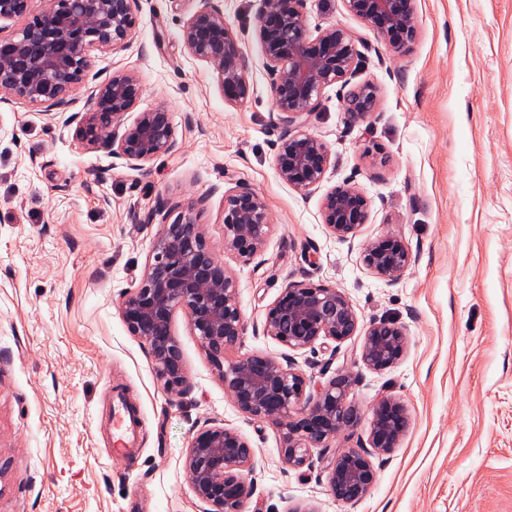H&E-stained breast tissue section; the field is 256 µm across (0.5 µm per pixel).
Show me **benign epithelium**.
<instances>
[{
	"label": "benign epithelium",
	"mask_w": 512,
	"mask_h": 512,
	"mask_svg": "<svg viewBox=\"0 0 512 512\" xmlns=\"http://www.w3.org/2000/svg\"><path fill=\"white\" fill-rule=\"evenodd\" d=\"M32 0H0V19L26 17L14 34L0 36V98H22L53 112L65 108L73 90L85 80L89 52L114 51L134 38L136 0H45L31 14ZM183 23L185 53L206 63L216 74L224 103L235 107L252 91L249 71L235 30L224 21L214 0ZM306 0H262L256 30L272 77V95L285 131L280 138L275 171L284 183L303 191L319 185L332 164L327 144L302 129L322 91L333 84L347 87L345 114L366 121L378 107L377 91L365 83L349 86L357 55L355 34L332 25L312 34ZM345 9L399 50L417 33L415 0H343ZM142 95L139 76L129 70L92 88L86 112L64 118L88 148L104 147L132 169H141L176 148L171 114L159 106L139 112L123 126ZM322 223L345 239L369 220V205L360 189L346 182L321 200ZM161 216L152 253L139 284L122 296L119 308L131 335L151 353L157 381L171 397L182 398L187 376L172 328L177 312L201 342L208 359L240 411L271 425L281 438L282 456L292 468L310 463L313 450L329 449L339 433L363 419L351 395L357 376L340 371L322 385L290 359L279 360L239 349L247 324L231 268L214 257L193 209L168 221L165 206L147 218ZM270 219L264 199L244 182L224 193V253L243 264L261 257L267 246ZM363 262L387 281L400 279L412 263L410 250L395 236L368 242ZM359 330L349 297L340 289L310 281L289 284L269 306L263 335L291 351H305L320 340L341 344ZM360 359L374 370L396 364L407 348L405 329L388 319L364 328ZM367 444L338 449L327 466V479L337 500L364 498L377 479L372 458L398 447L408 425L404 404L392 394L379 396L370 409ZM185 469L198 499L209 512H245L254 494L251 479L255 453L238 431L224 425L205 426L185 451Z\"/></svg>",
	"instance_id": "benign-epithelium-1"
}]
</instances>
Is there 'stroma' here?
<instances>
[{"mask_svg": "<svg viewBox=\"0 0 512 512\" xmlns=\"http://www.w3.org/2000/svg\"><path fill=\"white\" fill-rule=\"evenodd\" d=\"M202 0H137L139 26L116 52L91 51L87 81L67 113L88 109V86L136 72V106L172 115L177 149L142 169L89 149L73 128L14 98L0 103V512H206L185 450L206 424L239 431L255 450L246 512H512V0H416L418 32L393 50L342 0H306L310 30L338 24L358 37L351 84L376 87L369 120L352 123L344 86L324 89L305 130L333 164L307 191L276 175L278 120L261 46L260 0H222L240 37L253 90L229 107L215 73L189 58L181 29ZM242 181L266 201L272 228L260 260L231 261L247 323L242 349L291 355L315 382L357 375L369 412L383 393L409 425L376 458L361 501L336 500L312 457L296 470L276 429L245 416L183 314L173 330L188 376L171 400L147 345L119 310L138 284L159 202L194 208L224 255V193ZM368 200L369 221L342 240L321 200L344 182ZM392 234L413 261L395 282L362 262L364 243ZM344 291L360 326L389 318L408 335L397 364L358 363L362 339L289 353L261 328L292 282ZM140 409L133 457H109L115 392Z\"/></svg>", "mask_w": 512, "mask_h": 512, "instance_id": "1", "label": "stroma"}]
</instances>
